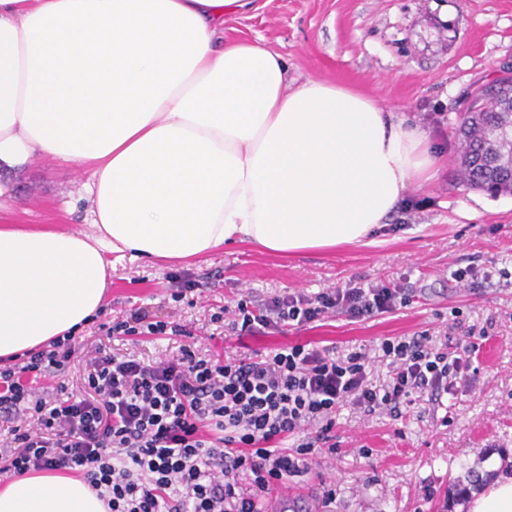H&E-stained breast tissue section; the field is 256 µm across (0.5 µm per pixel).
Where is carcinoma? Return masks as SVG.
<instances>
[{"label": "carcinoma", "instance_id": "obj_1", "mask_svg": "<svg viewBox=\"0 0 512 512\" xmlns=\"http://www.w3.org/2000/svg\"><path fill=\"white\" fill-rule=\"evenodd\" d=\"M512 77L496 78L478 91L460 114L456 134L460 145L458 171L462 182L493 194L512 188Z\"/></svg>", "mask_w": 512, "mask_h": 512}]
</instances>
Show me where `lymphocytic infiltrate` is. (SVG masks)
<instances>
[{"instance_id": "f902f5d3", "label": "lymphocytic infiltrate", "mask_w": 512, "mask_h": 512, "mask_svg": "<svg viewBox=\"0 0 512 512\" xmlns=\"http://www.w3.org/2000/svg\"><path fill=\"white\" fill-rule=\"evenodd\" d=\"M404 294L387 286L285 294L256 306L239 300L232 327L247 333L310 324L325 314L362 319L395 310ZM392 374L370 382L362 352L295 344L265 359H206L187 346L148 364L96 350L85 390L46 401L23 373L60 370L74 354L71 336L26 352L22 371L0 368V413L29 403L36 427H8L0 476L77 471L106 497L109 512H260L277 482L301 475L310 456L335 453L337 411L401 417L414 395H455L476 345L444 350L429 337L381 344Z\"/></svg>"}]
</instances>
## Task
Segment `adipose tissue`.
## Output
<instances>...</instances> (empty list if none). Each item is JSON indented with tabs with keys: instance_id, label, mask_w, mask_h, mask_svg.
I'll use <instances>...</instances> for the list:
<instances>
[{
	"instance_id": "ef3b65f1",
	"label": "adipose tissue",
	"mask_w": 512,
	"mask_h": 512,
	"mask_svg": "<svg viewBox=\"0 0 512 512\" xmlns=\"http://www.w3.org/2000/svg\"><path fill=\"white\" fill-rule=\"evenodd\" d=\"M252 0H0V168H90L93 233L0 226V361L99 310L105 253L183 260L368 245L443 157L427 132L224 39ZM0 512H105L82 479L15 477Z\"/></svg>"
}]
</instances>
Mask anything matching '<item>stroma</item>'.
Wrapping results in <instances>:
<instances>
[{
  "label": "stroma",
  "instance_id": "stroma-1",
  "mask_svg": "<svg viewBox=\"0 0 512 512\" xmlns=\"http://www.w3.org/2000/svg\"><path fill=\"white\" fill-rule=\"evenodd\" d=\"M224 38L260 41L287 60L290 77L354 86L404 113L444 148L437 178L411 189L370 245L288 256L227 245L185 263L116 262L101 309L74 335L72 362L37 385L44 394L61 385L80 392L85 360L100 346L153 363L184 345L206 358L260 360L310 343L340 356L366 353L379 386L390 371L384 339L473 343L479 352L457 396H443L439 407L417 399L400 419L344 407L335 455L312 457L307 473L284 482L305 491L316 512H442L449 488L480 490L512 471V195L462 183L455 135L478 87L512 67V0H255L249 11L225 16ZM6 178L15 192L0 199V225L91 232L89 169L45 158ZM469 267L478 275L455 280ZM484 267L491 278L481 275ZM182 273L195 286L176 302L172 277ZM356 282L398 285L409 301L361 320L330 314L256 335L228 326L241 297L257 305ZM139 310L179 323L185 335L110 334ZM218 311L221 329L211 321Z\"/></svg>",
  "mask_w": 512,
  "mask_h": 512
}]
</instances>
